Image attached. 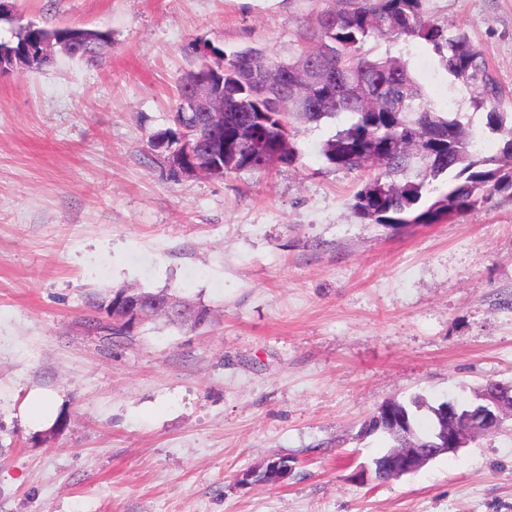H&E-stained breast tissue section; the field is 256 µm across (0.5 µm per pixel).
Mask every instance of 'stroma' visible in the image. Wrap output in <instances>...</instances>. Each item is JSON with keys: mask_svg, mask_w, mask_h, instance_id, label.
Segmentation results:
<instances>
[{"mask_svg": "<svg viewBox=\"0 0 512 512\" xmlns=\"http://www.w3.org/2000/svg\"><path fill=\"white\" fill-rule=\"evenodd\" d=\"M20 23L107 31L99 62L58 56L0 75V512H512V419L415 474L361 485L387 447L383 402L467 405L512 381V194L391 229L353 196L372 171L299 159L224 179L172 175L171 128L193 44L284 50L341 0H10ZM483 50L512 111V0H425ZM437 106L484 110L425 48ZM168 292L204 325L158 318L107 344L114 289ZM54 403L47 425L31 394ZM279 457L281 485L242 483Z\"/></svg>", "mask_w": 512, "mask_h": 512, "instance_id": "obj_1", "label": "stroma"}]
</instances>
